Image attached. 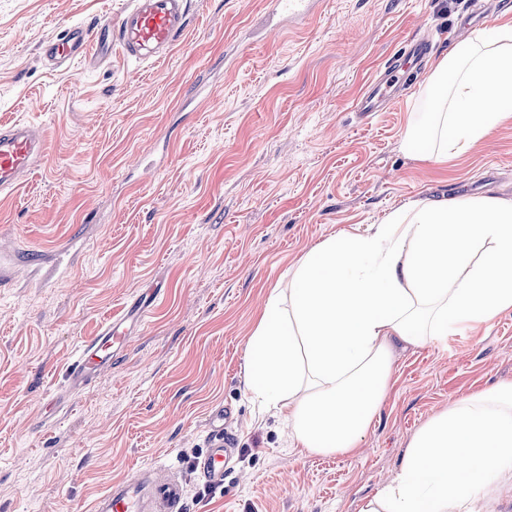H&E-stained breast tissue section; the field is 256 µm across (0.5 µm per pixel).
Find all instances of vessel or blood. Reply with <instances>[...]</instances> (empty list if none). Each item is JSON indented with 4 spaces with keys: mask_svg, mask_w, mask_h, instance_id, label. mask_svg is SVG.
I'll return each mask as SVG.
<instances>
[{
    "mask_svg": "<svg viewBox=\"0 0 512 512\" xmlns=\"http://www.w3.org/2000/svg\"><path fill=\"white\" fill-rule=\"evenodd\" d=\"M315 0H270L273 13H285L298 22L311 20ZM187 0H131L116 23L102 22L93 27L80 23L66 25L59 37L43 43L41 53L53 64L91 57L104 59L112 52L141 64L153 65L173 52L187 26ZM430 50L427 40L407 42L385 65L383 73L371 80L358 111L373 113L381 104L395 103L409 77L414 61ZM46 152L43 130L35 125L15 123L0 126V194H11L24 183ZM156 294L136 298L102 326L98 336L80 348L76 366L70 374V387L79 390L91 384L111 367L117 352L126 350L131 336L141 327ZM230 414L213 411L209 420L210 446L195 469L209 486H220L232 468L235 439L225 430ZM185 484L177 473L158 466L141 467L132 477L109 487L99 498L96 512H184Z\"/></svg>",
    "mask_w": 512,
    "mask_h": 512,
    "instance_id": "b4317fda",
    "label": "vessel or blood"
}]
</instances>
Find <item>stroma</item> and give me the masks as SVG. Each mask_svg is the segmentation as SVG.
<instances>
[{"label": "stroma", "instance_id": "stroma-1", "mask_svg": "<svg viewBox=\"0 0 512 512\" xmlns=\"http://www.w3.org/2000/svg\"><path fill=\"white\" fill-rule=\"evenodd\" d=\"M130 0H0V125L42 126L47 150L0 195V512H92L145 465H176L187 512H359L414 433L460 398L512 383V310L447 345L395 347L391 387L357 456L297 447L246 388L254 317L292 266L341 230L417 198L512 197V125L442 166L401 152L418 78L390 110L355 109L415 35L512 18L486 0H324L309 23L266 0H188L170 58L112 55L60 68L43 42ZM161 289L141 332L77 392L80 346L126 302ZM231 408L239 448L199 499L207 415Z\"/></svg>", "mask_w": 512, "mask_h": 512}]
</instances>
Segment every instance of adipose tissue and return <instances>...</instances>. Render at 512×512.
<instances>
[{
  "instance_id": "obj_1",
  "label": "adipose tissue",
  "mask_w": 512,
  "mask_h": 512,
  "mask_svg": "<svg viewBox=\"0 0 512 512\" xmlns=\"http://www.w3.org/2000/svg\"><path fill=\"white\" fill-rule=\"evenodd\" d=\"M400 139L448 162L512 123V20L434 61ZM512 309V199L408 201L340 231L272 291L247 347L248 390L320 455H357L390 389L394 344L418 347ZM512 498V383L460 398L411 438L394 478L360 512H487Z\"/></svg>"
}]
</instances>
